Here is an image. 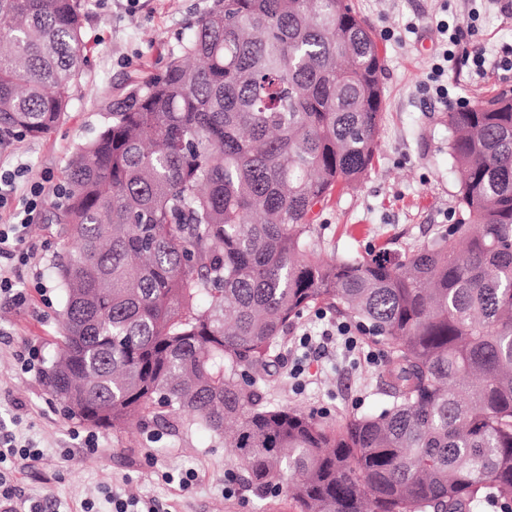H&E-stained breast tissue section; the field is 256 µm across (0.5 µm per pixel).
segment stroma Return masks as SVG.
Masks as SVG:
<instances>
[{
    "instance_id": "stroma-1",
    "label": "stroma",
    "mask_w": 512,
    "mask_h": 512,
    "mask_svg": "<svg viewBox=\"0 0 512 512\" xmlns=\"http://www.w3.org/2000/svg\"><path fill=\"white\" fill-rule=\"evenodd\" d=\"M371 27L384 57L385 108L377 136L375 164L352 188L336 194L317 216L312 239L328 256L366 259L397 256L436 242L458 218V173L448 154L447 112L459 97L471 103L512 90V70L499 64L503 46H512V13L502 0H350ZM214 0H81L87 61L72 91L66 114L44 138L0 144V170L24 168L0 224L19 221L31 182L45 185V203L33 215L29 242L34 257L13 279L27 302L0 305V421L16 422L19 439L43 452L33 467L11 474L20 499L39 501L43 512H82L110 486L123 495L158 501L163 512H295L283 490L257 495L241 483L235 457L221 440L201 429L172 432L153 425L97 429L99 447L87 452L73 433L85 425L67 419L49 395L42 373L57 352L62 289L57 275L64 252L62 227L47 223L57 203L70 158L96 137L109 105L162 76L196 22ZM462 28L459 48L483 50L485 70L449 75L448 100L440 102L425 85L440 60L434 21ZM334 310L305 311L281 341L278 371L257 378L255 387L273 406L297 407L332 424L352 413L375 411L388 398L378 383L391 348L361 336L358 354L341 343L312 357L296 384L290 370L303 333L320 334L339 322ZM39 351V368L23 372L18 356ZM193 472L192 486L180 474Z\"/></svg>"
}]
</instances>
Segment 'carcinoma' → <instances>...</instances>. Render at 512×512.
<instances>
[{
  "label": "carcinoma",
  "mask_w": 512,
  "mask_h": 512,
  "mask_svg": "<svg viewBox=\"0 0 512 512\" xmlns=\"http://www.w3.org/2000/svg\"><path fill=\"white\" fill-rule=\"evenodd\" d=\"M81 0H0V141L47 135L86 63ZM377 43L348 0H216L164 76L70 159L55 361L67 418L200 427L298 512H468L512 492V95L447 115L449 234L335 259L314 209L374 163ZM325 305L391 345V401L332 426L244 381Z\"/></svg>",
  "instance_id": "carcinoma-1"
}]
</instances>
